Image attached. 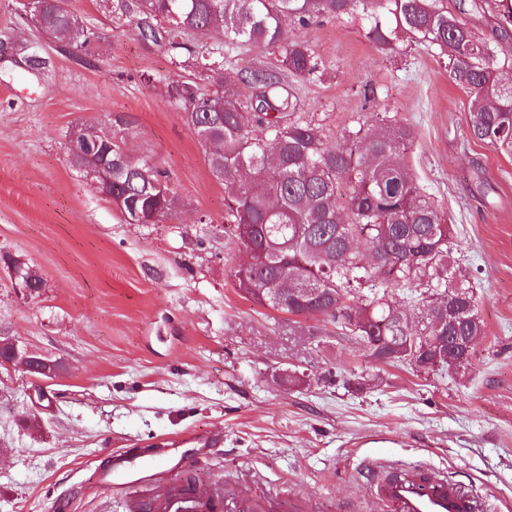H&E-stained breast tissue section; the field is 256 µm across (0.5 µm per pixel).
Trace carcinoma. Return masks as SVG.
Returning a JSON list of instances; mask_svg holds the SVG:
<instances>
[{
	"instance_id": "cac0c4a2",
	"label": "carcinoma",
	"mask_w": 512,
	"mask_h": 512,
	"mask_svg": "<svg viewBox=\"0 0 512 512\" xmlns=\"http://www.w3.org/2000/svg\"><path fill=\"white\" fill-rule=\"evenodd\" d=\"M360 5L371 9L366 37L376 47L394 51L408 37L444 57L449 78L472 98L471 135L512 148V84L502 83L490 43L461 18L463 3L451 12L435 0H137L131 9L151 36L202 70L213 64L202 47L219 27L228 38L280 52L282 72L253 71L247 111L227 81L209 94L188 82L168 85L199 138L213 144L207 162L223 174L224 237L249 249L233 271L237 288L277 311L330 318L357 343L375 344L372 356L384 363L419 372L466 368L474 355L466 339L484 333L479 300L451 261V225L405 161L412 130L384 119L372 133L349 128L343 143L331 144L320 124L295 114L286 77L311 79L320 64L307 44L288 38V24L342 19ZM488 6L502 30L512 27V0ZM42 31L65 44L83 33L68 0H45ZM121 163L112 205L125 220L155 224L173 215L176 196L164 172L129 153ZM396 288L410 292L408 304L396 305Z\"/></svg>"
}]
</instances>
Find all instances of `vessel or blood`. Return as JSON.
<instances>
[{
    "label": "vessel or blood",
    "mask_w": 512,
    "mask_h": 512,
    "mask_svg": "<svg viewBox=\"0 0 512 512\" xmlns=\"http://www.w3.org/2000/svg\"><path fill=\"white\" fill-rule=\"evenodd\" d=\"M178 444L191 445L193 452L180 456L165 447L149 448L132 456L113 453L100 477L126 512H314L313 503L295 499L280 506L275 494L245 499L236 491L237 481L214 486L206 494L184 491L181 483L170 482L163 494H155L157 481L208 460L214 446L205 434L178 437ZM369 497L375 512H490L481 494L440 478L421 466L369 468Z\"/></svg>",
    "instance_id": "1"
}]
</instances>
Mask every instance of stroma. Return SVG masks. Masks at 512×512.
<instances>
[{"mask_svg": "<svg viewBox=\"0 0 512 512\" xmlns=\"http://www.w3.org/2000/svg\"><path fill=\"white\" fill-rule=\"evenodd\" d=\"M69 6L97 35L90 51L41 34L24 0H0V255L45 282L23 296L0 262V339L63 367L42 410L34 380L0 366V512H125L96 468L113 449L192 431L218 442L193 470L203 490L245 465L258 481L243 493L369 512L363 467L377 462L427 467L512 512V149L471 137V99L444 59L408 41L385 53L359 10L288 27L327 69L291 85L298 115L329 142L381 116L413 129L407 162L480 298L485 333L470 366L420 373L376 361L330 319L256 304L231 275L242 254L224 237V185L166 88L191 81L207 93L224 78L247 98L246 70L278 68V52L214 35L218 76L178 65L135 14ZM109 112L131 120L130 151L168 173V219L126 223L71 166L70 130H106Z\"/></svg>", "mask_w": 512, "mask_h": 512, "instance_id": "1", "label": "stroma"}]
</instances>
